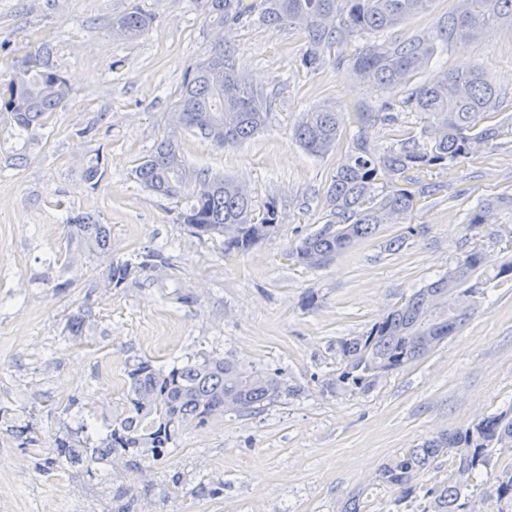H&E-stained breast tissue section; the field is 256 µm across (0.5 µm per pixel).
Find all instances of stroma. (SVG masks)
Returning <instances> with one entry per match:
<instances>
[{
  "label": "stroma",
  "instance_id": "obj_1",
  "mask_svg": "<svg viewBox=\"0 0 512 512\" xmlns=\"http://www.w3.org/2000/svg\"><path fill=\"white\" fill-rule=\"evenodd\" d=\"M136 4L155 15L152 29L134 41L113 36V17ZM222 32L200 0H0V85L38 38L68 86L45 127L21 138L0 122V413L40 438L23 448L0 429V512H116L125 489L134 512H345L354 501L361 512H422L426 490L448 481L447 455L408 490L382 482L380 470L426 439L512 406L511 280L454 336L370 390L324 387L341 371L342 339L368 331L463 254L482 251L491 269L512 260L511 214L490 213L479 234L466 228L481 199L512 193V28L449 47L416 77L482 66L503 96L502 135L447 168L409 171L440 186L410 223L381 225L318 268L290 251L325 223L327 188L353 143L345 131L334 152L309 155L293 137L304 113L329 104L350 116L389 101L396 123L371 131L380 148L419 133L425 116L404 106V90L360 85L348 67L308 71L303 35L249 21L228 43L271 114L254 137L215 148L181 126L177 111L187 69ZM93 120L97 136H80ZM166 135L191 166L242 184L256 210L276 201V231L228 253L179 224L177 200L146 191L134 175ZM98 156L104 174L92 183L85 171ZM78 212L110 225L111 255L67 253L64 224ZM153 249L169 256V274L101 287L110 258ZM65 280L72 288L56 292ZM84 304L82 333L69 335L67 318ZM203 354L279 375L298 392L188 425L175 448L139 471L52 462L57 434L124 412L134 360L167 368Z\"/></svg>",
  "mask_w": 512,
  "mask_h": 512
}]
</instances>
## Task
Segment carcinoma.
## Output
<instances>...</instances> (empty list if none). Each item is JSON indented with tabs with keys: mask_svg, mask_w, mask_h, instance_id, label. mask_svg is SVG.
<instances>
[{
	"mask_svg": "<svg viewBox=\"0 0 512 512\" xmlns=\"http://www.w3.org/2000/svg\"><path fill=\"white\" fill-rule=\"evenodd\" d=\"M436 0H202L205 13L232 30L253 14L275 29L299 31L307 43L302 64L311 71L327 62L349 66L363 83L386 91L408 86L434 58L450 45H467L481 39L495 26L512 27V0H453L430 37L414 35L401 40L370 41L371 34L389 31L405 20L433 11ZM153 24L150 13L139 6L112 19V34L133 39ZM365 45L349 56V45ZM50 50L35 42L26 65L10 75L0 95V115L20 132H31L44 122L67 94L61 75L49 64ZM500 93L483 68L448 72L431 82L416 85L405 106L425 113L429 124L420 133L398 140L381 150L373 145L370 130L396 117L387 105L356 113L354 150L340 163L326 191L327 221L315 234L303 239L291 254L308 266H317L347 250L383 224L408 219L418 202L432 195L434 185L422 183L410 190L397 181L409 170L447 166L469 157L479 145L500 135ZM269 101L247 86L238 71L234 51L217 44L184 79L178 120L217 148L234 146L255 135L266 124ZM346 126L343 112L314 106L294 130L296 141L310 154L324 157L333 151ZM147 190L186 201L178 213L180 223L203 239H223L224 250L245 251L279 224L277 206L268 204L256 214L246 192L221 175L188 166L178 142L162 138L134 170ZM491 210L512 213V194L483 200L467 218V229L481 231ZM67 247L91 252L111 248L110 229L88 213L69 217L65 224ZM171 268L169 257L155 250L139 256V262L113 259L102 273L107 288H126L138 277ZM512 280V262L489 272L479 250L458 259L456 266L414 292L368 331L340 343L343 367L336 386L368 390L386 374L421 359L471 317L479 300L495 281ZM125 416L112 420L107 431L94 434L83 423L54 439V461L72 466H110L126 461L130 468L150 456L161 457L175 445L179 432L190 423L203 425L224 416L226 399L236 408L251 412L295 392L287 381L261 371L247 372L224 356L209 354L174 363L164 369L139 359L128 371ZM9 431L24 446L37 444L34 427L11 425ZM512 447V409L487 417L473 428L452 431L426 440L385 466L380 478L406 485L416 479L441 453L450 457L448 484L431 488L426 512H467L470 476L488 468L496 447ZM488 498L512 499V469L492 476Z\"/></svg>",
	"mask_w": 512,
	"mask_h": 512,
	"instance_id": "cac0c4a2",
	"label": "carcinoma"
}]
</instances>
